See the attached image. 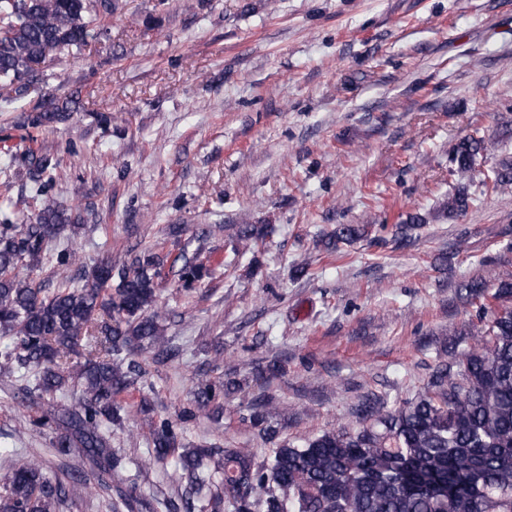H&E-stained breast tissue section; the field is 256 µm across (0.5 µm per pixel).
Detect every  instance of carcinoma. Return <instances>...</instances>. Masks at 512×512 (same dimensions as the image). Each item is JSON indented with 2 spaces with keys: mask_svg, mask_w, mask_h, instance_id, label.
<instances>
[{
  "mask_svg": "<svg viewBox=\"0 0 512 512\" xmlns=\"http://www.w3.org/2000/svg\"><path fill=\"white\" fill-rule=\"evenodd\" d=\"M118 0H0V99L28 96L41 80L37 66L63 52H78L88 39L106 35ZM79 111L78 92L36 103L25 117L32 128L64 124ZM486 151L479 131L452 151L454 172L478 177L480 194L512 191V158L483 169ZM62 159L43 149L10 154L8 167L25 170L39 184L37 212L19 221L0 219V334L13 345L0 352L12 363L36 370L34 386H24L29 400L53 398L68 388L80 389L76 409L48 405L38 423L55 431L54 448L74 455L102 473H119L121 459L112 452L108 425H121L116 397L138 384L142 365L123 357L134 347L157 349L169 358L175 350L165 341L159 320V285L164 259L136 253L116 266L100 262L74 286L60 278L48 291L12 271L18 264L41 268L49 242L78 217L48 196ZM476 201L468 186L448 190L442 208L450 216L465 213ZM365 225L340 224L327 235L326 247L351 242ZM260 227L240 224L231 235L233 253L255 246ZM183 260L182 287L208 274L201 262ZM466 297L495 303L489 319L473 327L470 344L459 338L448 360L433 371L422 392L404 403L371 398L360 408V426L309 434L296 442L278 441L269 417L279 406L265 397L250 405L252 425L275 448L259 460L251 448H186L183 424L218 403L224 385H198L193 404L176 418L153 422L148 443L153 459L179 454L191 487L199 490L203 470L221 476L213 503L232 512H512V280L490 284L472 277L460 284ZM82 348L83 362L70 365ZM0 512H59L79 493L52 481L35 460L14 466L4 476Z\"/></svg>",
  "mask_w": 512,
  "mask_h": 512,
  "instance_id": "obj_1",
  "label": "carcinoma"
}]
</instances>
